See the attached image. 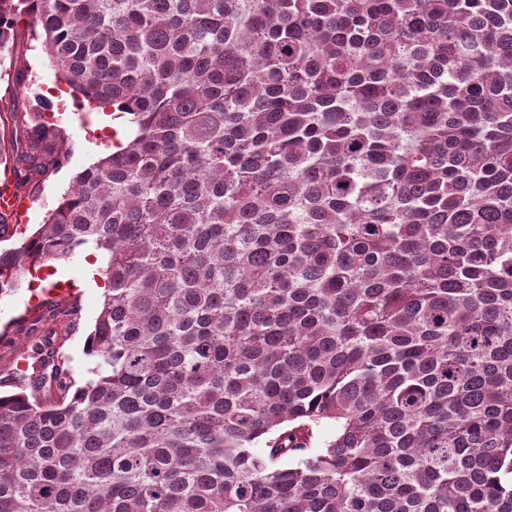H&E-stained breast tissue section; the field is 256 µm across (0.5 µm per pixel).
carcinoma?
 <instances>
[{
	"label": "carcinoma",
	"mask_w": 512,
	"mask_h": 512,
	"mask_svg": "<svg viewBox=\"0 0 512 512\" xmlns=\"http://www.w3.org/2000/svg\"><path fill=\"white\" fill-rule=\"evenodd\" d=\"M20 20L128 126L0 251V295L107 279L92 377L66 307L8 375L0 512H512V0H0V52ZM36 101L18 186L64 160ZM86 248L83 247L77 250L71 258L49 263L55 269L59 267L65 274L67 279L59 281L60 284L63 287H65V283L74 284L78 292L77 304L74 305L77 308L79 325L78 329L65 341L64 349L71 357L75 377L79 382H83L89 377L86 373V369L89 367V359L84 354V344L86 335L91 330L103 304V293L100 292L99 288L103 290L106 288L103 282H100L99 288L92 285L79 286L84 282L85 278L84 256Z\"/></svg>",
	"instance_id": "cac0c4a2"
}]
</instances>
